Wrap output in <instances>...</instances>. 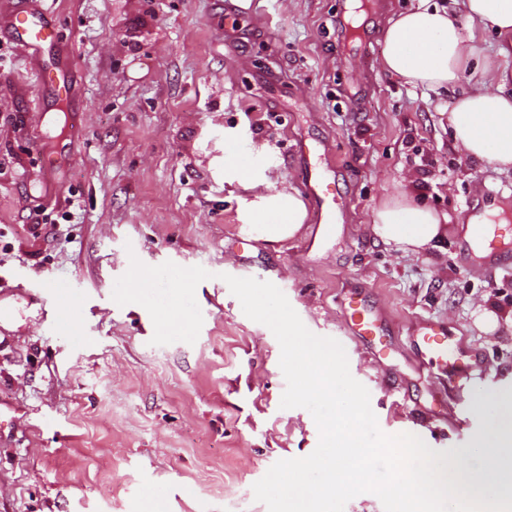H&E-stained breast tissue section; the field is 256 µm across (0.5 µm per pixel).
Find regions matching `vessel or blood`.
Returning <instances> with one entry per match:
<instances>
[{
    "instance_id": "vessel-or-blood-1",
    "label": "vessel or blood",
    "mask_w": 512,
    "mask_h": 512,
    "mask_svg": "<svg viewBox=\"0 0 512 512\" xmlns=\"http://www.w3.org/2000/svg\"><path fill=\"white\" fill-rule=\"evenodd\" d=\"M5 23L11 38L34 59L52 51L60 41L56 24L43 17L37 9L29 7L26 0H14ZM35 75L40 85L54 88L60 96H68L66 75L59 67L41 65L36 68ZM296 153L303 165L300 189L315 207V233L306 245L311 251L327 242L332 235L342 207L339 190L324 173L317 149L301 143ZM472 234L477 255L487 272L512 269V235L497 233L492 224L473 225ZM342 316L346 331L362 342L373 356L389 354L388 323L357 290L348 289L342 303ZM413 334L417 348L428 361V379L436 381L442 393L452 397L456 405H463L467 378L476 373L485 374L488 369L486 362L479 360L472 350L449 335L440 322L422 320Z\"/></svg>"
}]
</instances>
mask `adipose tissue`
Segmentation results:
<instances>
[{
	"mask_svg": "<svg viewBox=\"0 0 512 512\" xmlns=\"http://www.w3.org/2000/svg\"><path fill=\"white\" fill-rule=\"evenodd\" d=\"M458 11L425 5L389 20L382 39V70L409 83L440 88L455 85L475 46L460 33V19L491 26L512 48V0H457ZM506 72L485 68L481 81L457 96L448 107V125L456 147L465 155L512 170V95L499 87ZM230 176L244 188L257 190L251 216L261 241L279 244L293 239L307 219V207L293 189H265L251 170L232 166ZM373 231L384 244L413 254L435 247L445 227L431 207L398 193L373 215Z\"/></svg>",
	"mask_w": 512,
	"mask_h": 512,
	"instance_id": "1",
	"label": "adipose tissue"
}]
</instances>
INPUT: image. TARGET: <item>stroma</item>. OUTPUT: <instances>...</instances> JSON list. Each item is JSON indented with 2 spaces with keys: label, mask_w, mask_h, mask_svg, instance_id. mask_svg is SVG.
<instances>
[{
  "label": "stroma",
  "mask_w": 512,
  "mask_h": 512,
  "mask_svg": "<svg viewBox=\"0 0 512 512\" xmlns=\"http://www.w3.org/2000/svg\"><path fill=\"white\" fill-rule=\"evenodd\" d=\"M453 0H381L355 49L344 42L350 0H246L238 37L224 0H48L70 49L74 97L52 111L27 53L0 33V512H268L252 487L278 460L314 451L310 412L280 406V346L248 318L224 275L276 285L313 334L344 347L384 433L436 451L469 446L484 421L456 424L408 333L445 323L481 350L490 373L467 399L512 387V274H488L466 242L470 205L512 221V172L458 151L448 105L484 66L512 72L490 26L461 20L476 53L459 82L429 89L382 71L388 18ZM77 157L53 165L55 139ZM324 144L344 220L322 248L314 231L258 240L250 194L224 177L225 148L253 151L274 189L302 178L299 139ZM444 216L434 249L406 254L372 230L398 191ZM200 266L203 325L194 344L151 343L141 305H118L131 258ZM75 288L80 332L58 330L40 306L46 282ZM362 291L389 321L391 354L377 359L340 317L343 289Z\"/></svg>",
  "instance_id": "obj_1"
}]
</instances>
